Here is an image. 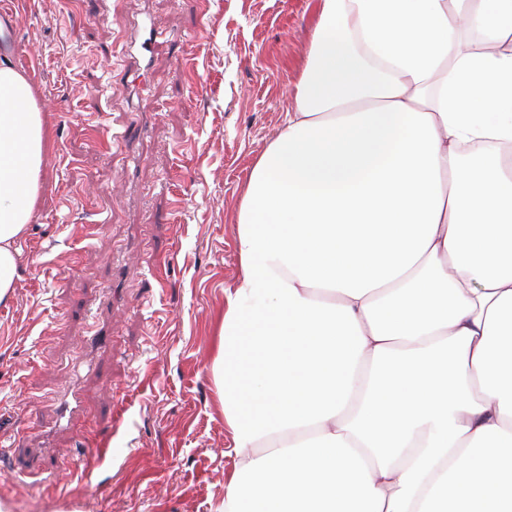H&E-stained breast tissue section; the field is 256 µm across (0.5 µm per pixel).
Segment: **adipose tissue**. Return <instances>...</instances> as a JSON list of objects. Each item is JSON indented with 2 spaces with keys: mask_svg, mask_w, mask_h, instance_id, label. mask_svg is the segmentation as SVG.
I'll use <instances>...</instances> for the list:
<instances>
[{
  "mask_svg": "<svg viewBox=\"0 0 512 512\" xmlns=\"http://www.w3.org/2000/svg\"><path fill=\"white\" fill-rule=\"evenodd\" d=\"M316 12L237 214L214 512H512V0ZM51 150L0 60L3 306Z\"/></svg>",
  "mask_w": 512,
  "mask_h": 512,
  "instance_id": "1",
  "label": "adipose tissue"
}]
</instances>
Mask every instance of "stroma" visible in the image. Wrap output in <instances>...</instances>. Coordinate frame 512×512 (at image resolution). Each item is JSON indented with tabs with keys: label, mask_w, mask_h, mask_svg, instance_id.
Listing matches in <instances>:
<instances>
[{
	"label": "stroma",
	"mask_w": 512,
	"mask_h": 512,
	"mask_svg": "<svg viewBox=\"0 0 512 512\" xmlns=\"http://www.w3.org/2000/svg\"><path fill=\"white\" fill-rule=\"evenodd\" d=\"M313 3L0 0V57L32 77L54 136L0 306L9 512H214L223 497L235 459L215 321L239 275L242 194L293 105ZM146 25L161 34L147 52ZM102 323L111 348L88 346ZM40 390L54 399L29 402ZM29 425L44 436L22 440Z\"/></svg>",
	"instance_id": "stroma-1"
}]
</instances>
